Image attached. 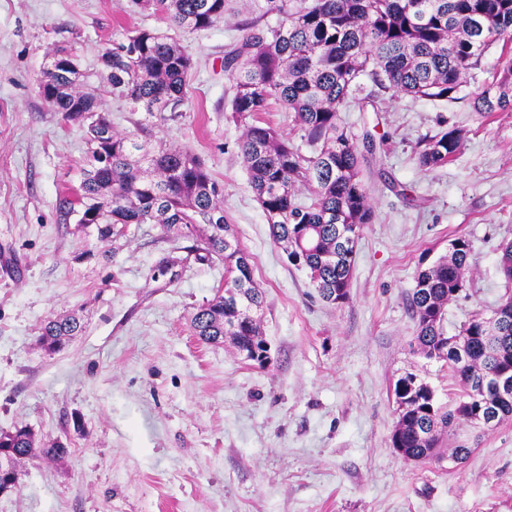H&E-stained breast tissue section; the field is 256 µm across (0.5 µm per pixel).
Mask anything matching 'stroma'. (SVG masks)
<instances>
[{
    "label": "stroma",
    "instance_id": "stroma-1",
    "mask_svg": "<svg viewBox=\"0 0 512 512\" xmlns=\"http://www.w3.org/2000/svg\"><path fill=\"white\" fill-rule=\"evenodd\" d=\"M265 0H236L206 29L179 30L192 59L175 117L131 111L103 78L113 39L165 23L127 0H0V430L29 426L60 460L25 463L0 512H512V419L462 426L463 464L404 460L390 445L393 388L409 374L438 404L462 387L415 345L408 296L420 270L471 245L466 293L448 307V333L505 292L500 248L512 240V112L480 113L491 45L463 101L384 94L377 109L352 101L339 114L355 140L388 134L362 178L374 212L356 247L350 300L318 299L306 271L273 240L240 157L243 125L221 63L239 23ZM74 47L81 89L114 131L143 127L185 147L224 186V216L265 295V365L231 343L206 344L190 318L224 286V263L201 240L130 225L103 243L69 209L81 182L86 126L63 123L38 92L57 47ZM463 131L448 165L425 169L418 142ZM166 270H159V263ZM80 313L84 330L57 353L37 343L49 318Z\"/></svg>",
    "mask_w": 512,
    "mask_h": 512
}]
</instances>
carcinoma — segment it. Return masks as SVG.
<instances>
[{
    "label": "carcinoma",
    "instance_id": "carcinoma-1",
    "mask_svg": "<svg viewBox=\"0 0 512 512\" xmlns=\"http://www.w3.org/2000/svg\"><path fill=\"white\" fill-rule=\"evenodd\" d=\"M282 17L276 26L254 19L238 26L224 53V71L234 83L231 111L245 122L239 142L256 199L275 242L288 261L304 269L318 297L341 306L350 300L351 274L359 238L372 223L373 210L362 181L364 156L341 126L338 112L362 90L359 77L373 85L367 98L386 92L432 101L460 99L469 75L497 41L512 44V0H266ZM152 6L169 29L210 27L230 10V0H132ZM104 54L106 80L137 112H173L185 99L190 56L164 31H131ZM75 57L58 49L42 83L52 84L48 104L65 122L88 125L89 140L78 224L108 241L129 224H158L185 238L203 236L204 250L224 261V291L200 306L191 318L195 335L207 343L228 338L237 351L260 364L268 359L255 313L263 307L249 256L232 225L224 220V186L187 148L150 146L144 130L118 134L96 97L79 90L81 74L63 62ZM274 102L293 114L306 140L319 146L305 156L276 128L259 120ZM478 112L512 110V54L500 58L495 83L473 98ZM463 148L456 129L421 141L418 161L434 169ZM309 191L310 202L298 195ZM469 241L455 238L449 254L420 271L408 301L416 323V346L428 359L443 361L463 385L454 408L439 405L414 376L397 380L398 420L391 445L402 458L425 462L448 458L465 462L473 449L441 448L456 424L478 426L484 416L500 424L512 418V394L503 398L486 378L503 370L512 379V242L501 248L499 269L506 289L490 316L480 313L455 335L445 330L447 306L466 287ZM82 331L75 314L46 320L38 344L59 351ZM0 453L7 458V481L19 486L21 465L44 456L62 459L68 448L37 440L27 426L0 431Z\"/></svg>",
    "mask_w": 512,
    "mask_h": 512
}]
</instances>
